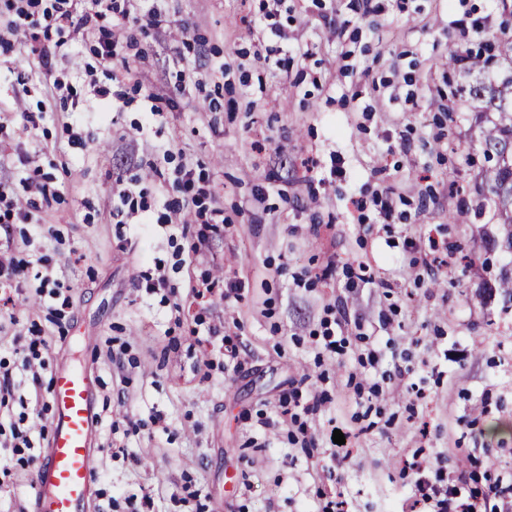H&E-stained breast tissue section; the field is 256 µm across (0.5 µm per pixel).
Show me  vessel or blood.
Segmentation results:
<instances>
[{
	"label": "vessel or blood",
	"mask_w": 512,
	"mask_h": 512,
	"mask_svg": "<svg viewBox=\"0 0 512 512\" xmlns=\"http://www.w3.org/2000/svg\"><path fill=\"white\" fill-rule=\"evenodd\" d=\"M50 397L55 409L48 446L36 473V512H85L93 481V440L100 417L92 383L82 371L53 373Z\"/></svg>",
	"instance_id": "1"
}]
</instances>
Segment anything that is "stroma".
Segmentation results:
<instances>
[{"label": "stroma", "mask_w": 512, "mask_h": 512, "mask_svg": "<svg viewBox=\"0 0 512 512\" xmlns=\"http://www.w3.org/2000/svg\"><path fill=\"white\" fill-rule=\"evenodd\" d=\"M157 5L148 28L137 0H118L49 74L29 39L0 31V181L51 227L0 223V255L46 268L69 298L56 325L36 280L16 284L0 373L38 332L42 384L61 363L97 376L89 512H323L337 496L345 512H412L419 481L463 474L480 491L512 472V432L493 430L512 422V290L499 284L512 250L467 154L480 119L448 66V0H380L366 16L355 0ZM464 8L492 19L472 51L512 38V0ZM104 28L129 77L95 56ZM183 167L204 212L159 223ZM387 188L385 219L371 201ZM435 241L472 266L431 274ZM207 278L213 295L193 299ZM227 340L243 347L231 366ZM403 358L409 373L383 379ZM294 388L312 412L281 414ZM416 456L423 472L407 467ZM35 473L0 457V512H31Z\"/></svg>", "instance_id": "stroma-1"}]
</instances>
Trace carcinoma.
I'll return each instance as SVG.
<instances>
[{"label": "carcinoma", "instance_id": "cac0c4a2", "mask_svg": "<svg viewBox=\"0 0 512 512\" xmlns=\"http://www.w3.org/2000/svg\"><path fill=\"white\" fill-rule=\"evenodd\" d=\"M499 57L508 64L509 75L496 83L480 77L483 66L476 61L467 74H477L469 84V95L485 104L486 113L494 115L490 126L481 132L479 150L486 162L483 183L493 203L498 223L506 229L508 248H512V39L498 42Z\"/></svg>", "mask_w": 512, "mask_h": 512}]
</instances>
